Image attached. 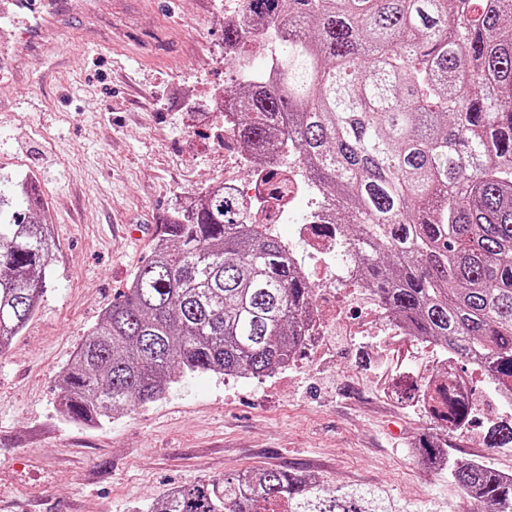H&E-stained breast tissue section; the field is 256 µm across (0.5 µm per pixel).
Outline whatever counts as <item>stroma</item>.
Returning <instances> with one entry per match:
<instances>
[{"mask_svg": "<svg viewBox=\"0 0 512 512\" xmlns=\"http://www.w3.org/2000/svg\"><path fill=\"white\" fill-rule=\"evenodd\" d=\"M56 15L64 53L11 36L0 89V176L40 188L54 230V274L27 327L0 355V512H145L171 489L253 466L295 467L328 489L372 486L408 512H469L447 471L423 466L420 436L451 461L512 467L486 445L500 418L482 371L463 366L475 417L448 435L386 394L389 332L376 310L336 295L320 351L287 373L189 378L165 398L100 424L60 411L74 349L146 262L167 216L244 157L217 147L210 109L234 88L222 0H78Z\"/></svg>", "mask_w": 512, "mask_h": 512, "instance_id": "35a3bbf8", "label": "stroma"}]
</instances>
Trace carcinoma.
I'll list each match as a JSON object with an SVG mask.
<instances>
[{
  "label": "carcinoma",
  "instance_id": "carcinoma-1",
  "mask_svg": "<svg viewBox=\"0 0 512 512\" xmlns=\"http://www.w3.org/2000/svg\"><path fill=\"white\" fill-rule=\"evenodd\" d=\"M224 46L258 37L265 72L228 98L253 157L286 140L343 211L364 282L412 336L512 386V0H244ZM28 180L0 183V353L33 318L53 257ZM314 289L263 224L224 191L170 213L151 258L77 346L60 379L70 420L97 424L169 393L188 374H271L304 347ZM437 420L472 405L443 384ZM490 448H512V417ZM448 442L418 440L437 468ZM479 512H512V478L451 470ZM402 512L375 489L328 491L295 468L171 490L150 512Z\"/></svg>",
  "mask_w": 512,
  "mask_h": 512
}]
</instances>
